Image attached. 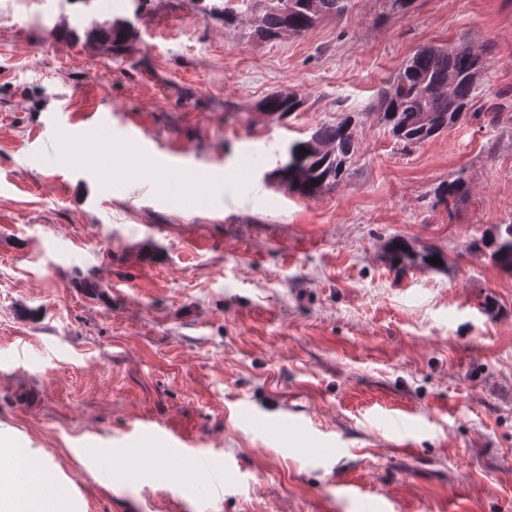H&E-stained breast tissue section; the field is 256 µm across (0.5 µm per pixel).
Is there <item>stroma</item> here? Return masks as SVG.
I'll list each match as a JSON object with an SVG mask.
<instances>
[{"mask_svg":"<svg viewBox=\"0 0 512 512\" xmlns=\"http://www.w3.org/2000/svg\"><path fill=\"white\" fill-rule=\"evenodd\" d=\"M201 8L0 0V430L86 512H512V274L480 243L512 224V0H350L276 41ZM116 16L118 56L86 35ZM463 43L492 47L495 120L403 147L378 90ZM273 92L301 109L262 112ZM347 117L338 185L279 181ZM132 129L147 149L112 151ZM187 172L224 180L190 193ZM393 237L443 267L395 272ZM148 422L210 470L179 479Z\"/></svg>","mask_w":512,"mask_h":512,"instance_id":"1","label":"stroma"}]
</instances>
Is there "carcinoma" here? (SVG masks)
Returning <instances> with one entry per match:
<instances>
[{
	"label": "carcinoma",
	"instance_id": "1",
	"mask_svg": "<svg viewBox=\"0 0 512 512\" xmlns=\"http://www.w3.org/2000/svg\"><path fill=\"white\" fill-rule=\"evenodd\" d=\"M348 0H224L213 7L210 15L224 25L247 24L250 34L266 41L278 40L288 34H302L312 28L322 15H342ZM124 20L115 19L105 33L95 30L88 36L109 45L111 51L121 52L129 38L130 29ZM488 45L476 48L459 45L454 48L423 47L399 70L393 83L379 91L378 106L381 121L389 133L404 146L411 147L430 140L467 117L473 111L475 99L489 65ZM302 106L294 94L275 92L260 103L263 111L282 119ZM352 117L338 123L323 124L311 137L292 143L288 148V163L279 168L280 179L290 188L312 195L342 180L348 164L356 154ZM307 152H301V149ZM491 260L500 268L512 271V224L481 238ZM443 258L438 251L425 247L416 251L402 239L389 243L387 257L391 267L398 270L419 265L433 271L441 265L429 262Z\"/></svg>",
	"mask_w": 512,
	"mask_h": 512
}]
</instances>
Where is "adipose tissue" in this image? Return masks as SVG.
<instances>
[{
  "instance_id": "adipose-tissue-1",
  "label": "adipose tissue",
  "mask_w": 512,
  "mask_h": 512,
  "mask_svg": "<svg viewBox=\"0 0 512 512\" xmlns=\"http://www.w3.org/2000/svg\"><path fill=\"white\" fill-rule=\"evenodd\" d=\"M0 512H85L41 449L0 432Z\"/></svg>"
}]
</instances>
